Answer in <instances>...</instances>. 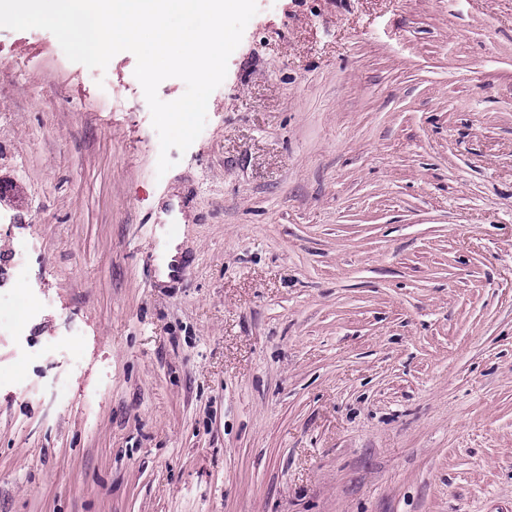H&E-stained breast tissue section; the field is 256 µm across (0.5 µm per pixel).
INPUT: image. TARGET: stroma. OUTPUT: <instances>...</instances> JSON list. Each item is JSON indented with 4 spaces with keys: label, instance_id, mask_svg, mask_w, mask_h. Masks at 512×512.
Here are the masks:
<instances>
[{
    "label": "stroma",
    "instance_id": "stroma-1",
    "mask_svg": "<svg viewBox=\"0 0 512 512\" xmlns=\"http://www.w3.org/2000/svg\"><path fill=\"white\" fill-rule=\"evenodd\" d=\"M257 7L162 175L133 53L0 27V512H512V0ZM26 246L25 242H20L16 245L14 249L15 260L11 259L6 281H1L0 279V288H7L3 293H1L0 289V333L3 322L2 316L4 320H10L15 323L11 318L13 309L30 295L25 277L26 262L24 260V253Z\"/></svg>",
    "mask_w": 512,
    "mask_h": 512
}]
</instances>
